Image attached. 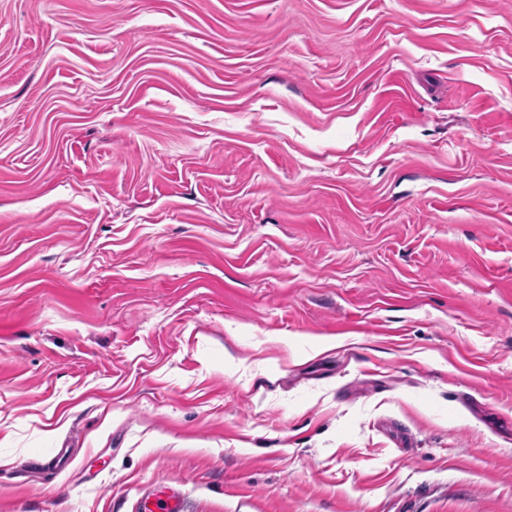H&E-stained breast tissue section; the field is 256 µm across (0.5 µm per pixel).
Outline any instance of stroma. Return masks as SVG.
<instances>
[{"instance_id": "obj_1", "label": "stroma", "mask_w": 512, "mask_h": 512, "mask_svg": "<svg viewBox=\"0 0 512 512\" xmlns=\"http://www.w3.org/2000/svg\"><path fill=\"white\" fill-rule=\"evenodd\" d=\"M512 512V0H0V512ZM142 503L145 512H183L182 496L179 490L172 487L145 492Z\"/></svg>"}]
</instances>
